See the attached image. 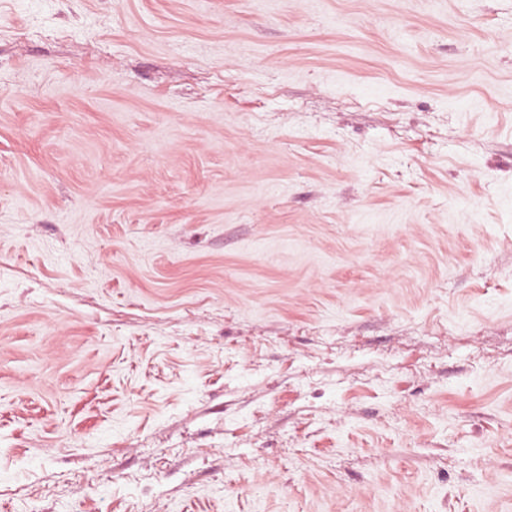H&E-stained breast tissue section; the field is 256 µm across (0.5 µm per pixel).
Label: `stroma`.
Wrapping results in <instances>:
<instances>
[{
  "mask_svg": "<svg viewBox=\"0 0 512 512\" xmlns=\"http://www.w3.org/2000/svg\"><path fill=\"white\" fill-rule=\"evenodd\" d=\"M512 512V0H0V512Z\"/></svg>",
  "mask_w": 512,
  "mask_h": 512,
  "instance_id": "stroma-1",
  "label": "stroma"
}]
</instances>
